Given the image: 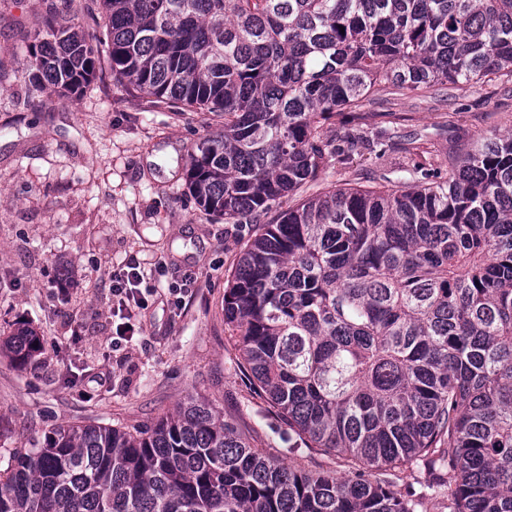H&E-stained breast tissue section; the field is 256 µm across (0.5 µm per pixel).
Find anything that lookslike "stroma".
Wrapping results in <instances>:
<instances>
[{"label":"stroma","instance_id":"obj_1","mask_svg":"<svg viewBox=\"0 0 512 512\" xmlns=\"http://www.w3.org/2000/svg\"><path fill=\"white\" fill-rule=\"evenodd\" d=\"M59 0H0V48L22 44ZM427 144L447 170L463 143L512 131V78L402 93L380 85L362 105ZM209 130L202 113L156 108L115 81L108 63L75 96H41L22 60L0 55V340L22 324L34 365L0 356V465L60 426L146 429L190 397L209 401L251 446L306 470L344 472L307 447L253 387L224 322V290L256 232L206 215L186 164ZM408 153L354 157L313 183L408 187ZM137 268L145 301L118 309L112 277ZM194 287H187V280Z\"/></svg>","mask_w":512,"mask_h":512}]
</instances>
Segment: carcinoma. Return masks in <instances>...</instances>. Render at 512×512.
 <instances>
[{
    "label": "carcinoma",
    "mask_w": 512,
    "mask_h": 512,
    "mask_svg": "<svg viewBox=\"0 0 512 512\" xmlns=\"http://www.w3.org/2000/svg\"><path fill=\"white\" fill-rule=\"evenodd\" d=\"M102 33L45 23L23 48L49 95L107 59L155 106L224 119L190 153L207 215L258 224L224 293L240 365L305 441L350 470L253 448L205 400L148 430L57 429L9 456L0 512H512V134L415 163L405 190L337 188L278 210L329 160L396 132L355 108L512 74V0H100ZM346 128L325 131L333 118ZM40 350L22 326L0 353ZM423 470L404 498L390 473Z\"/></svg>",
    "instance_id": "carcinoma-1"
}]
</instances>
